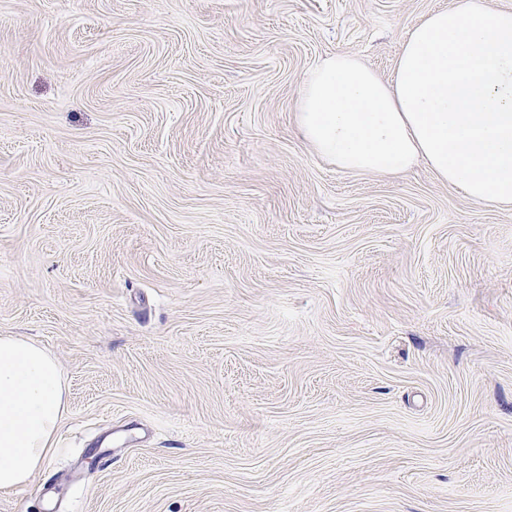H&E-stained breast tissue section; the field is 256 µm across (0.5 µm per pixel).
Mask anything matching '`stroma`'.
<instances>
[{
	"instance_id": "1",
	"label": "stroma",
	"mask_w": 512,
	"mask_h": 512,
	"mask_svg": "<svg viewBox=\"0 0 512 512\" xmlns=\"http://www.w3.org/2000/svg\"><path fill=\"white\" fill-rule=\"evenodd\" d=\"M455 2L0 0V335L68 388L0 512H512V210L295 124Z\"/></svg>"
}]
</instances>
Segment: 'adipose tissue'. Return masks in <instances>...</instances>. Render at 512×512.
<instances>
[{"instance_id":"obj_1","label":"adipose tissue","mask_w":512,"mask_h":512,"mask_svg":"<svg viewBox=\"0 0 512 512\" xmlns=\"http://www.w3.org/2000/svg\"><path fill=\"white\" fill-rule=\"evenodd\" d=\"M311 150L338 170L389 176L423 161L471 202L512 207V10L457 0L408 32L390 78L327 56L295 110ZM67 389L42 346L0 336V492L50 453Z\"/></svg>"}]
</instances>
